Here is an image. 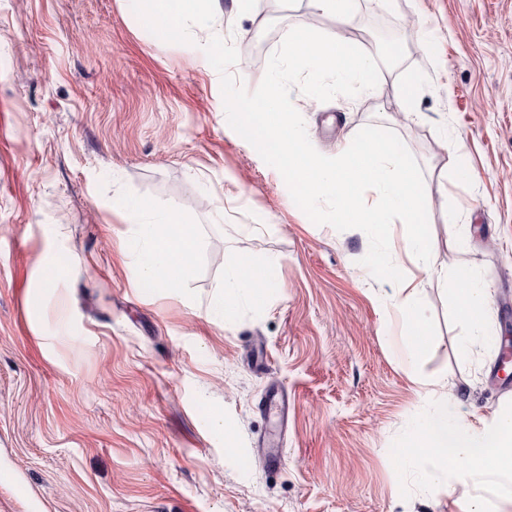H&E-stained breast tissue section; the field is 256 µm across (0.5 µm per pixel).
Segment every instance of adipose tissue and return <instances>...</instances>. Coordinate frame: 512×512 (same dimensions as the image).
I'll return each mask as SVG.
<instances>
[{"instance_id": "1", "label": "adipose tissue", "mask_w": 512, "mask_h": 512, "mask_svg": "<svg viewBox=\"0 0 512 512\" xmlns=\"http://www.w3.org/2000/svg\"><path fill=\"white\" fill-rule=\"evenodd\" d=\"M145 21L164 38L182 35L191 16L223 15L221 0H144ZM117 210L134 227L132 243L139 281L147 290L169 288L186 281L191 256L198 248L195 227L176 209L156 208L142 198H123ZM271 277L255 262L237 255L229 259L224 280L214 294L209 313L227 321L242 302L259 305L272 293ZM399 456L417 455L426 463L424 480L435 490L449 483L468 484L479 476L494 478L501 495L512 500V412L497 413L480 425L448 413L447 405L416 420L413 436Z\"/></svg>"}]
</instances>
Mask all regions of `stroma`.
<instances>
[{
    "instance_id": "1",
    "label": "stroma",
    "mask_w": 512,
    "mask_h": 512,
    "mask_svg": "<svg viewBox=\"0 0 512 512\" xmlns=\"http://www.w3.org/2000/svg\"><path fill=\"white\" fill-rule=\"evenodd\" d=\"M223 6L163 41L132 0H0V471L26 490L0 485V512H460L490 480L445 493L420 458L396 457L437 401L400 354L393 283L361 264L367 234L297 207L229 126L203 47L217 35L266 59L297 26L354 29L372 54L384 35L402 41L374 93L290 95L322 155L373 125L420 165L436 337L419 374L472 421L512 410L498 366L512 331V0H360L344 27L310 0ZM123 196L196 224L192 302L137 288L131 226L112 209ZM218 246L279 260L268 302L225 323L207 317ZM461 271L486 290L492 336L466 359ZM273 386L277 417L262 408Z\"/></svg>"
}]
</instances>
